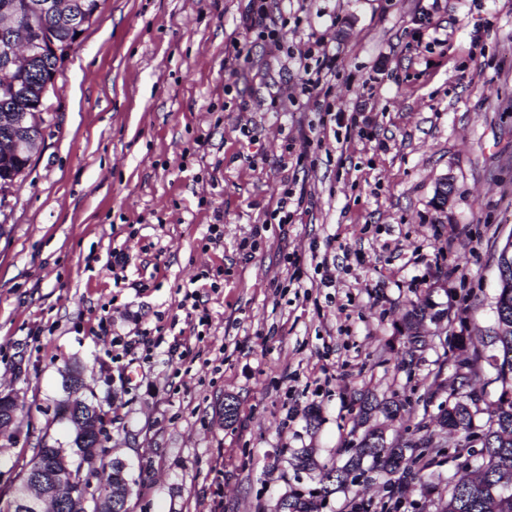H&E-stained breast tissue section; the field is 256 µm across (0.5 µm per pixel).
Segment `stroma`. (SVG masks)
Instances as JSON below:
<instances>
[{"mask_svg":"<svg viewBox=\"0 0 512 512\" xmlns=\"http://www.w3.org/2000/svg\"><path fill=\"white\" fill-rule=\"evenodd\" d=\"M248 3L104 0L64 57L45 144L0 209V389L21 409L0 485L18 483L16 458L66 442L47 421L77 364L111 407L102 445L130 466L129 512H278L319 489L302 449L340 465L366 430L394 445L422 421L444 454L435 477L400 487L396 512H438L466 465L436 423L464 393L457 368L480 370L475 426L499 395L484 357L512 236V0H291L280 49L255 39L229 67ZM319 38L336 111L364 109L375 141L300 95L293 56ZM287 187L311 200L282 226ZM191 289L208 323L181 308ZM367 399L400 410L365 419ZM391 497L367 471L321 512L353 499L382 512Z\"/></svg>","mask_w":512,"mask_h":512,"instance_id":"obj_1","label":"stroma"}]
</instances>
